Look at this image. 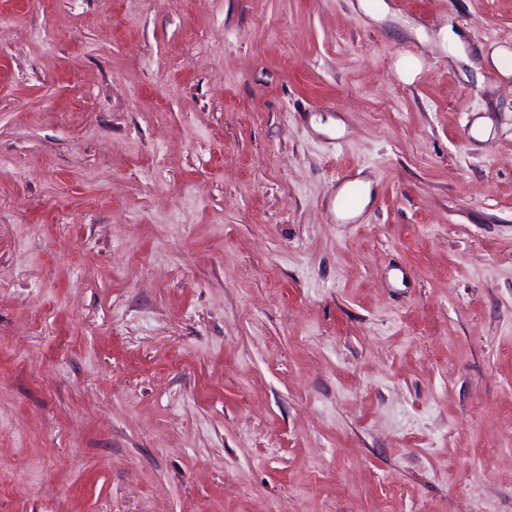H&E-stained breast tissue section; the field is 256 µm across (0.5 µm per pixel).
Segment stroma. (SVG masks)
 I'll list each match as a JSON object with an SVG mask.
<instances>
[{
    "label": "stroma",
    "mask_w": 512,
    "mask_h": 512,
    "mask_svg": "<svg viewBox=\"0 0 512 512\" xmlns=\"http://www.w3.org/2000/svg\"><path fill=\"white\" fill-rule=\"evenodd\" d=\"M385 3L0 0V512H512V0Z\"/></svg>",
    "instance_id": "35a3bbf8"
}]
</instances>
